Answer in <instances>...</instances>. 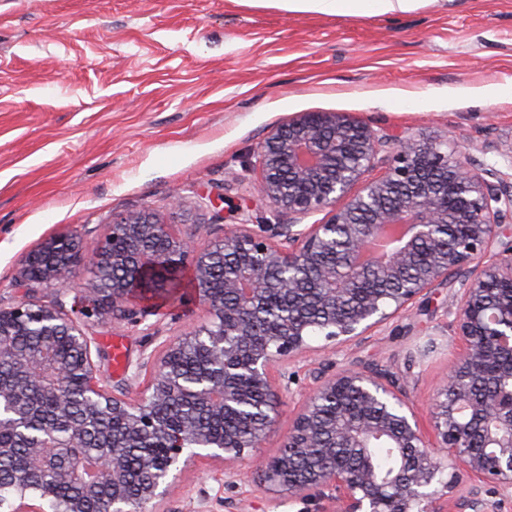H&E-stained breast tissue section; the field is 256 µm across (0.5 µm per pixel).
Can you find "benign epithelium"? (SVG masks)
Wrapping results in <instances>:
<instances>
[{"mask_svg": "<svg viewBox=\"0 0 512 512\" xmlns=\"http://www.w3.org/2000/svg\"><path fill=\"white\" fill-rule=\"evenodd\" d=\"M251 187L276 222L245 219L200 249L209 225L181 233L144 208L112 221L89 253L76 233L53 236L22 260L20 288L74 294L73 303L0 305V433L28 436L26 463L0 478V512H84L85 497L107 501L105 512H159L157 507L189 464L224 465L234 488L242 466L253 465L261 486L297 499L325 501L321 512H492L494 494L512 499V173L488 167L470 149L445 138L382 134L341 112H302L272 128L252 152ZM321 214L311 224L305 220ZM190 273L210 316L164 341L147 357L150 380L138 400L109 390L92 358L89 326L111 313L140 324L131 284L148 267ZM92 271L90 288L77 287ZM438 288L451 289L448 315L458 340L454 360L421 424L406 387L365 369L322 374L309 391L292 390L288 371L322 334L336 351L386 325ZM279 305L320 315L319 329L301 318L268 323L261 313ZM110 311H105V306ZM36 336L37 350L19 356L17 337ZM209 353L196 384L195 410L170 435L157 411L169 404L185 347ZM265 393L271 412L241 383ZM49 399L55 417L80 409L70 448L98 449L80 469L59 452L55 424L42 418ZM297 402L279 453L260 448L279 422L285 400ZM243 420L251 437L199 433L198 418ZM393 449L388 473L372 449ZM140 453L144 478L127 480L129 452ZM63 485L72 488L59 494Z\"/></svg>", "mask_w": 512, "mask_h": 512, "instance_id": "1", "label": "benign epithelium"}]
</instances>
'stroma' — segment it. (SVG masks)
<instances>
[{
	"mask_svg": "<svg viewBox=\"0 0 512 512\" xmlns=\"http://www.w3.org/2000/svg\"><path fill=\"white\" fill-rule=\"evenodd\" d=\"M512 0H433L409 13L336 17L247 0H0V303L47 301L14 283L46 239L78 232L95 250L113 219L142 208L207 224V197L246 177L255 145L301 112H344L393 133L495 144L512 171ZM450 291L348 342L337 368L410 376L418 413L453 357ZM143 322L93 327L108 386L138 398L157 325L177 339L208 316L194 299L139 303ZM224 487L190 465L164 512H317L281 504L250 473Z\"/></svg>",
	"mask_w": 512,
	"mask_h": 512,
	"instance_id": "obj_1",
	"label": "stroma"
}]
</instances>
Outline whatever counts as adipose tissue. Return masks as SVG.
I'll return each instance as SVG.
<instances>
[{
  "label": "adipose tissue",
  "mask_w": 512,
  "mask_h": 512,
  "mask_svg": "<svg viewBox=\"0 0 512 512\" xmlns=\"http://www.w3.org/2000/svg\"><path fill=\"white\" fill-rule=\"evenodd\" d=\"M287 12L333 16L390 15L416 10L430 0H271Z\"/></svg>",
  "instance_id": "adipose-tissue-1"
}]
</instances>
